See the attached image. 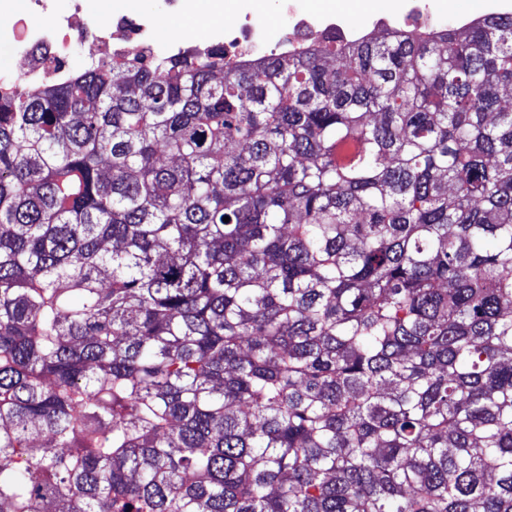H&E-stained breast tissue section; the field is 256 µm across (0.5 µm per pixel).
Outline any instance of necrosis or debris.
Here are the masks:
<instances>
[{
    "label": "necrosis or debris",
    "instance_id": "4bbe7bcc",
    "mask_svg": "<svg viewBox=\"0 0 512 512\" xmlns=\"http://www.w3.org/2000/svg\"><path fill=\"white\" fill-rule=\"evenodd\" d=\"M283 22L276 41H269L261 23L244 8L233 14L232 23L209 28L208 37L223 43L227 59L240 61L277 50L300 53L327 38L355 40L363 32L347 18H322L302 10L300 0H280ZM87 36L97 46L112 42L157 49L160 40L150 15L136 13L132 0H70L61 11L55 0H0V44L13 48L26 67L12 77L0 78V89L33 87L54 77L45 59L67 62L76 39Z\"/></svg>",
    "mask_w": 512,
    "mask_h": 512
}]
</instances>
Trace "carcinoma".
Instances as JSON below:
<instances>
[{"label": "carcinoma", "mask_w": 512, "mask_h": 512, "mask_svg": "<svg viewBox=\"0 0 512 512\" xmlns=\"http://www.w3.org/2000/svg\"><path fill=\"white\" fill-rule=\"evenodd\" d=\"M123 57L0 93V512H512V14Z\"/></svg>", "instance_id": "cac0c4a2"}]
</instances>
